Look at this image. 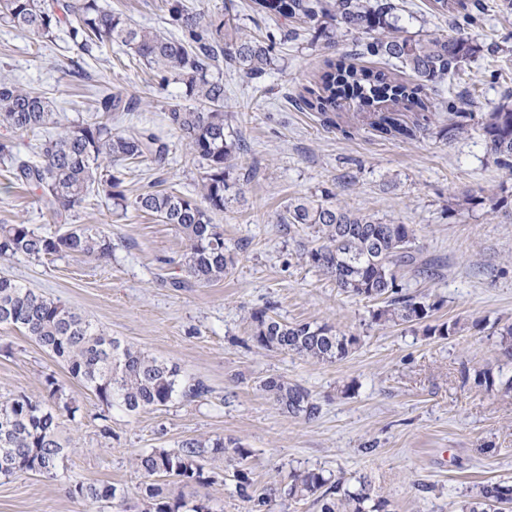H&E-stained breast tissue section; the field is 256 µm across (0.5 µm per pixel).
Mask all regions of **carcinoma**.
<instances>
[{
  "label": "carcinoma",
  "instance_id": "carcinoma-1",
  "mask_svg": "<svg viewBox=\"0 0 512 512\" xmlns=\"http://www.w3.org/2000/svg\"><path fill=\"white\" fill-rule=\"evenodd\" d=\"M177 34L164 35L134 23L103 7L99 0H0V20L32 35L50 38L59 29L78 51L91 54L114 44L126 47L146 65L156 69L163 82L173 80L185 88L193 107H175L168 112L170 126L179 134L190 154L201 164L198 197L173 190L142 192L130 199L120 189L114 171L128 163L166 165L169 148L149 128L115 132L103 121H86L50 132L35 146L38 160L18 158L12 142L0 141V160L12 177L41 192L51 217L60 223L85 208L91 192L111 201L113 210H134L174 224L187 241L182 263L184 278L174 286H210L224 280L229 261L224 253V233L213 223V214L224 211L227 177L235 166L239 145L231 140L224 116V82L209 71L220 63L235 68L248 81L261 78L274 62L272 46L244 34L230 14H206L191 9L182 0H167ZM396 5L391 0H251L252 12L270 19L296 18L314 30L316 38L333 43L336 30L360 34L365 39L354 49L332 60L319 75L315 87L301 97L303 110L316 112L333 124L331 112L344 100L358 102L356 118L368 121L387 139L417 138L435 131L440 139H453L468 130L466 113L448 104V115L430 111L428 93L455 75L475 52L464 37L428 36L409 38L392 22ZM357 57L396 61L414 78L407 85L392 72L374 70L355 63ZM416 109L407 124L398 113L382 108ZM134 101L122 93L101 96L97 112H130ZM59 125L53 103L43 94L0 80V126L13 132H34ZM478 125L487 150L512 176V103L504 98ZM284 220L313 230L314 242L306 251L310 265L332 278L343 292L377 301L372 319L379 325L418 324L431 317L438 303L404 291L407 269L431 271L419 265V248L408 224L354 213L334 201L324 190L319 195L288 203ZM65 253L78 257L106 258L112 255V240L99 228L72 225L63 234H40L29 225L0 224V257L39 259ZM252 341L269 350H286L317 362L346 358L358 337L323 323L284 322L265 310L250 315ZM0 325L23 331L36 344L52 353L107 408L136 415L169 403L174 396L200 397L201 384L188 385L176 366L123 343L59 300L49 298L10 278H0ZM469 328H486L482 319L471 326L460 320L428 325L426 336H450ZM478 383L512 392V377L495 380L490 372L476 373ZM53 406L18 396L0 402V477L10 479L24 473L51 478L70 448L63 437L59 415L75 417L78 407L66 398L57 380L46 379ZM288 412L307 421L320 417L321 406L303 387L280 376L261 382ZM250 450L235 440L189 438L175 448H148L137 454L136 464L144 478L143 512H182L187 506L181 495L155 482L157 477L180 483L206 484V463L225 457L228 462L247 458ZM239 497L252 503V512H265L270 498L254 490L249 473L234 472ZM72 494L94 504L116 499V489L74 481ZM285 494L296 500H312L320 512H388L387 501L374 495L371 484L358 480L350 487L323 470L306 468L288 473ZM512 484L487 481L459 503V512H509Z\"/></svg>",
  "mask_w": 512,
  "mask_h": 512
}]
</instances>
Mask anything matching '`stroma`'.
I'll return each mask as SVG.
<instances>
[{
    "label": "stroma",
    "mask_w": 512,
    "mask_h": 512,
    "mask_svg": "<svg viewBox=\"0 0 512 512\" xmlns=\"http://www.w3.org/2000/svg\"><path fill=\"white\" fill-rule=\"evenodd\" d=\"M133 22L172 32L165 0H100ZM191 8L236 15L250 37L275 43L274 65L249 82L232 69L224 81L230 130L241 144L231 170L228 203L213 221L233 260L222 282L175 288L186 252L176 226L148 215L122 217L105 203L75 213L112 240L105 259L66 254L38 260L0 259V276L21 281L76 308L110 335L176 365L185 382H202L198 398L177 396L166 406L129 416L107 410L65 366L19 330L0 325V400L18 395L47 401L54 376L79 407L63 420L75 446L55 477L25 474L0 479V512H142L141 473L134 457L144 448H173L181 440L231 438L249 448L242 467L257 491L272 496L271 512H318L311 501L288 499L282 477L294 468H320L356 485L368 477L388 512H458L464 494L483 481L512 480V393L488 390L475 379L487 370L512 376V358L487 332L427 336L419 325H378L374 301L351 297L303 255L311 231L283 223L291 200L327 189L337 204L412 225L420 254L439 263L426 278L407 273L408 292L438 302L433 321L512 323V205L490 212L491 196L512 195V179L487 151L479 129L453 140L432 135L385 139L355 118L344 102L336 127L295 102L313 87L328 61L355 39H315L297 21L260 18L250 0H183ZM397 24L415 38L463 36L476 53L442 87L459 111L487 112L512 91V10L481 0L474 20L442 13L433 0H398ZM43 93L61 123L92 115L106 93L135 95V111L119 114L116 130L147 127L169 145L163 169L122 168L127 197L173 187L197 195L201 169L170 127V108L188 105L180 84L159 85L132 51L112 47L77 56L64 32L39 42L0 23V79ZM350 127L342 135L341 127ZM30 225L52 234L32 188L11 184L0 164V224ZM269 309L288 322L326 323L359 341L344 359L315 362L257 347L252 311ZM280 376L306 388L320 404L317 420L284 412L260 383ZM111 435H103V427ZM211 483L175 485L188 504L213 512H249L235 491L226 461L210 463ZM116 487L117 501L88 503L71 494V480Z\"/></svg>",
    "instance_id": "obj_1"
}]
</instances>
